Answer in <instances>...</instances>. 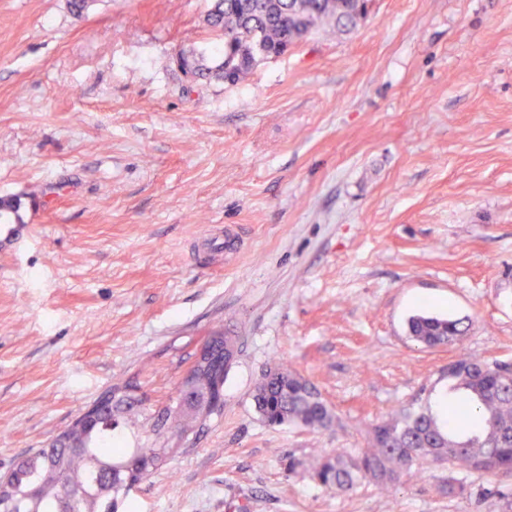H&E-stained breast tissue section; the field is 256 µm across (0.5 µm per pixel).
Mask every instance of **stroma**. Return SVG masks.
<instances>
[{"label":"stroma","instance_id":"35a3bbf8","mask_svg":"<svg viewBox=\"0 0 512 512\" xmlns=\"http://www.w3.org/2000/svg\"><path fill=\"white\" fill-rule=\"evenodd\" d=\"M209 0H0V474L107 388L150 447L210 332L224 407L132 491L137 512H512V477L421 464L338 493L286 457L350 454L451 360L512 362V0H371L242 83L191 80ZM464 319L424 349L406 320ZM281 363L338 422L268 426Z\"/></svg>","mask_w":512,"mask_h":512}]
</instances>
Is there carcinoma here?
<instances>
[{"label":"carcinoma","mask_w":512,"mask_h":512,"mask_svg":"<svg viewBox=\"0 0 512 512\" xmlns=\"http://www.w3.org/2000/svg\"><path fill=\"white\" fill-rule=\"evenodd\" d=\"M364 18L359 0H212L205 24L219 42L210 50L179 54L195 78L215 77L236 86L258 62L321 32L350 34ZM406 330L425 348L447 345L465 333L462 320L431 311L410 316ZM459 362L467 372L449 378L436 403L402 410L381 429L371 427L367 448L356 455L316 457L309 464L311 477L331 490L347 491L366 479L388 487L420 463L446 461L471 473L475 457L490 452L505 456L502 476H512V446L504 445L506 432L512 431V385L486 374L484 362L469 357ZM212 386L211 372L197 370L192 391L177 393L157 419L150 448H122L112 439L119 419L137 414L130 403L92 422L77 416L54 446L38 449L0 477L12 488L0 493V512H62L72 487L86 495L74 506L76 512H136L128 482L142 481L162 462L167 423L186 437L195 431ZM253 400L270 426L321 429L336 419L313 385L291 370L264 373Z\"/></svg>","instance_id":"carcinoma-1"}]
</instances>
